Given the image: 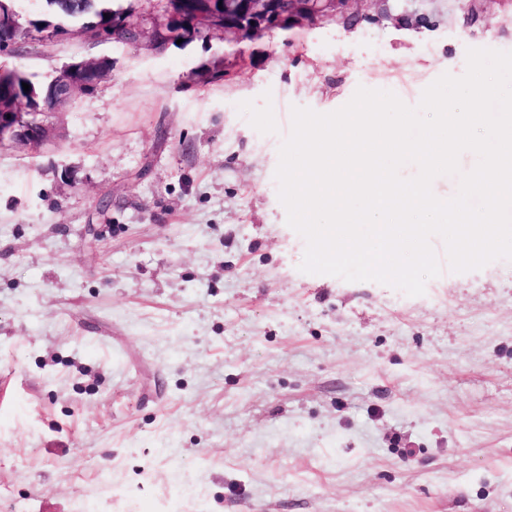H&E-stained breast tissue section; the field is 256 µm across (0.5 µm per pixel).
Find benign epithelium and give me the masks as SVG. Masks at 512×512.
I'll return each instance as SVG.
<instances>
[{"mask_svg":"<svg viewBox=\"0 0 512 512\" xmlns=\"http://www.w3.org/2000/svg\"><path fill=\"white\" fill-rule=\"evenodd\" d=\"M387 0H288V13L277 14L276 0H206L207 8L189 15L172 10L145 17H127L122 24L132 35L129 46L157 50L177 44V40L218 38L228 45L254 42L283 26L288 29H312L325 24L351 26L370 17V10L387 11ZM15 11L0 9V41L14 40L18 29ZM107 69L96 60L70 63L56 79L62 91L28 107L11 97L0 98V148L23 143L38 147L47 142L52 127L47 118L65 108L76 92L95 87Z\"/></svg>","mask_w":512,"mask_h":512,"instance_id":"obj_1","label":"benign epithelium"}]
</instances>
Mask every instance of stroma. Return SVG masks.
<instances>
[{
    "mask_svg": "<svg viewBox=\"0 0 512 512\" xmlns=\"http://www.w3.org/2000/svg\"><path fill=\"white\" fill-rule=\"evenodd\" d=\"M512 0L162 53L75 35L0 55L110 69L40 148H0V512H512V260L420 296L298 269L275 171L293 107L417 106Z\"/></svg>",
    "mask_w": 512,
    "mask_h": 512,
    "instance_id": "obj_1",
    "label": "stroma"
}]
</instances>
